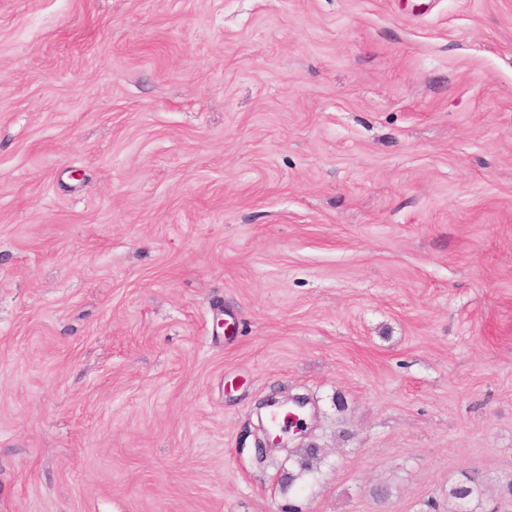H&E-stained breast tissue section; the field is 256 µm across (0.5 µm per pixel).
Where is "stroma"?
<instances>
[{"label":"stroma","instance_id":"35a3bbf8","mask_svg":"<svg viewBox=\"0 0 512 512\" xmlns=\"http://www.w3.org/2000/svg\"><path fill=\"white\" fill-rule=\"evenodd\" d=\"M472 470L512 512V0H0V512ZM309 403L310 401L307 397L302 395H293L285 397L282 400H278L276 397H271L267 399L264 403H260L259 406L260 408L277 407L287 409L289 412L297 414V416H295L294 419L297 420L299 426H302L301 428H304L305 419L300 418V414L295 412L303 413L306 407L309 405ZM321 448H302L298 458L296 459V466L298 472L293 474L288 472V487H290L297 479L306 472L312 471L321 459Z\"/></svg>","mask_w":512,"mask_h":512}]
</instances>
